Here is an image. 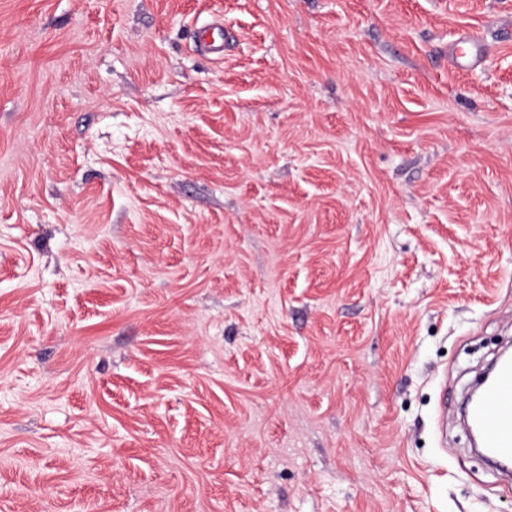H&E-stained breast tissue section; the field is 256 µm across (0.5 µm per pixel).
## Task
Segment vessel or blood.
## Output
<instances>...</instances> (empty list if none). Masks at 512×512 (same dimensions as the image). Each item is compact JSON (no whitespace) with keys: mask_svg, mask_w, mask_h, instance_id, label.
Wrapping results in <instances>:
<instances>
[{"mask_svg":"<svg viewBox=\"0 0 512 512\" xmlns=\"http://www.w3.org/2000/svg\"><path fill=\"white\" fill-rule=\"evenodd\" d=\"M196 43L201 52L222 56L223 24L214 21L197 28ZM470 416L480 431L484 447L489 448L493 461L512 465V362L500 367L494 381L472 405Z\"/></svg>","mask_w":512,"mask_h":512,"instance_id":"vessel-or-blood-1","label":"vessel or blood"}]
</instances>
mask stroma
I'll return each mask as SVG.
<instances>
[{
  "label": "stroma",
  "instance_id": "stroma-1",
  "mask_svg": "<svg viewBox=\"0 0 512 512\" xmlns=\"http://www.w3.org/2000/svg\"><path fill=\"white\" fill-rule=\"evenodd\" d=\"M509 345L512 0H0V512H512ZM196 43L201 52L214 55L217 58L224 53V26L221 22L214 21L196 30ZM470 416L480 431L483 447L492 454L491 462L497 467L496 462L512 466V362L500 367L494 381L472 405Z\"/></svg>",
  "mask_w": 512,
  "mask_h": 512
}]
</instances>
